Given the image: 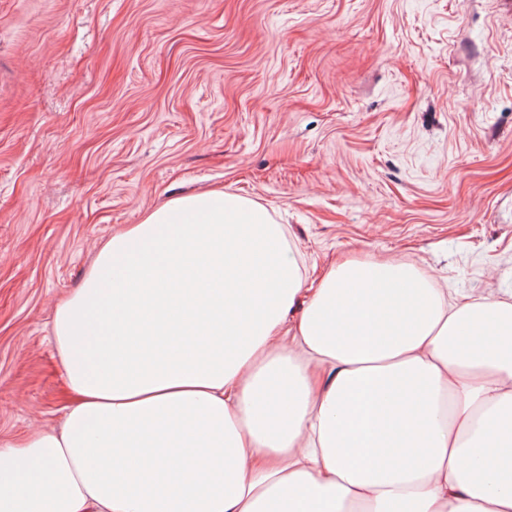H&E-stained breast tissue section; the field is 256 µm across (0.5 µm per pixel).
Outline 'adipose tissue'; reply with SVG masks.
Masks as SVG:
<instances>
[{"mask_svg":"<svg viewBox=\"0 0 512 512\" xmlns=\"http://www.w3.org/2000/svg\"><path fill=\"white\" fill-rule=\"evenodd\" d=\"M302 284L221 190L113 234L56 303L69 404L0 441V512H512V303L396 258Z\"/></svg>","mask_w":512,"mask_h":512,"instance_id":"1","label":"adipose tissue"}]
</instances>
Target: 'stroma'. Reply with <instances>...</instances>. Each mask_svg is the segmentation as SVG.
Masks as SVG:
<instances>
[{
    "label": "stroma",
    "mask_w": 512,
    "mask_h": 512,
    "mask_svg": "<svg viewBox=\"0 0 512 512\" xmlns=\"http://www.w3.org/2000/svg\"><path fill=\"white\" fill-rule=\"evenodd\" d=\"M264 205L315 281L512 303L502 0H0V439L60 421L56 301L171 197Z\"/></svg>",
    "instance_id": "stroma-1"
}]
</instances>
